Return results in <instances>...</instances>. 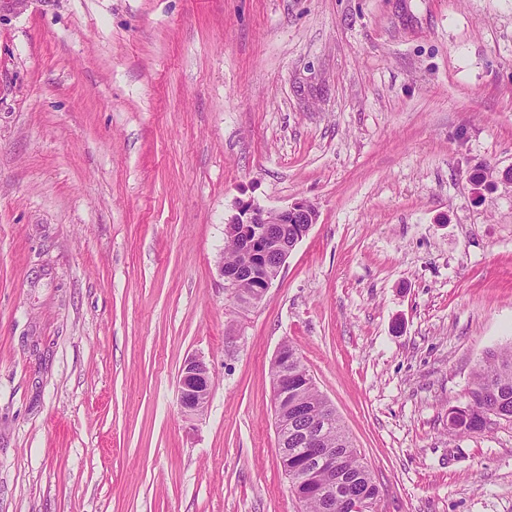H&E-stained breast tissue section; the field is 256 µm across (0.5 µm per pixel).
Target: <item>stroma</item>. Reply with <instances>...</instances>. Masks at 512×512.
<instances>
[{
  "mask_svg": "<svg viewBox=\"0 0 512 512\" xmlns=\"http://www.w3.org/2000/svg\"><path fill=\"white\" fill-rule=\"evenodd\" d=\"M512 0H28L0 21V512H300L271 365L294 343L376 512H512ZM318 220L262 303L240 204ZM207 363L204 412L177 377ZM468 398L462 410L457 407L448 414L451 425L464 432L483 431L491 410L512 419V345L487 353L478 363ZM177 392L180 412L186 417L199 414L211 392L210 371L202 359L185 360L178 375Z\"/></svg>",
  "mask_w": 512,
  "mask_h": 512,
  "instance_id": "obj_1",
  "label": "stroma"
}]
</instances>
